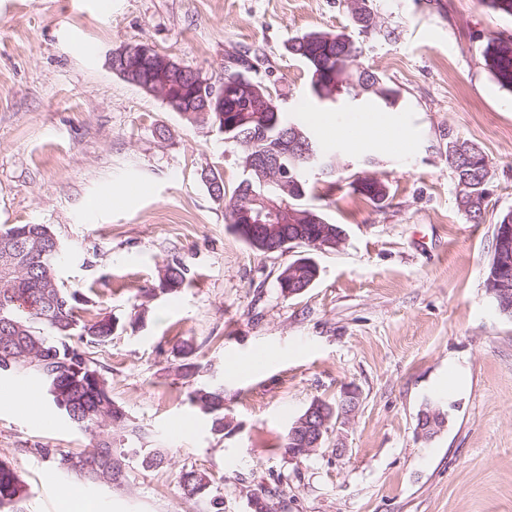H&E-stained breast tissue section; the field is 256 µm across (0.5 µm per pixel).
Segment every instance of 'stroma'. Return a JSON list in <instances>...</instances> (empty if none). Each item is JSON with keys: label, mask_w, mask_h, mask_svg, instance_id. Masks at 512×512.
<instances>
[{"label": "stroma", "mask_w": 512, "mask_h": 512, "mask_svg": "<svg viewBox=\"0 0 512 512\" xmlns=\"http://www.w3.org/2000/svg\"><path fill=\"white\" fill-rule=\"evenodd\" d=\"M376 7L396 37L360 38V60L399 89L393 113L412 144L402 155L344 151L335 177L310 176L306 202L342 225L340 248L264 254L203 179L220 171L233 190L240 146L125 82L110 59L146 41L217 79L226 51L254 50L285 111L365 112L364 98L312 96L286 50L311 30H351L339 0H0V229L50 225L61 279L90 300L83 319L117 321L91 356L129 418L112 431L121 476L92 487L53 461L89 435L47 398L5 402L41 388L37 378H1L0 460L30 487L24 512H70L69 489L97 512H213L217 498L222 512H252L257 495L274 512H512V317L486 287L495 225L512 211V93L481 57L488 38L512 35V17L478 0ZM456 137L489 159L478 224L457 206ZM358 177L388 185L383 207L353 192ZM306 255L317 281L283 297L280 271ZM175 263L184 287L158 293ZM208 382L224 386L229 433L214 434L187 399ZM347 387L355 412L331 423L316 454L289 458L291 422ZM429 403L446 423L424 438L417 415ZM156 450L170 465L143 468ZM185 470L209 476L202 495L182 494Z\"/></svg>", "instance_id": "35a3bbf8"}]
</instances>
